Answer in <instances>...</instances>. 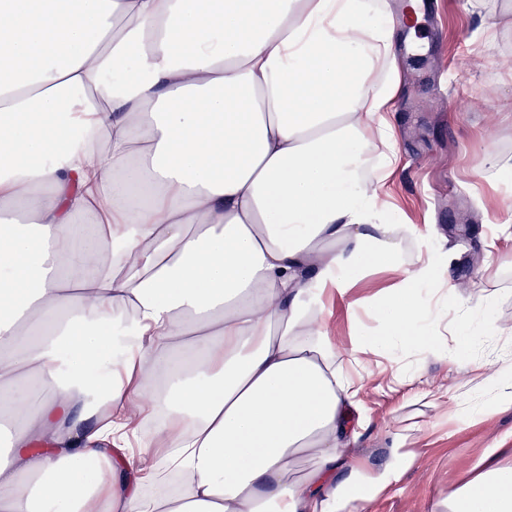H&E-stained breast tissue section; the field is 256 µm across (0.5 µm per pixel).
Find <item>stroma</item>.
I'll return each instance as SVG.
<instances>
[{
  "mask_svg": "<svg viewBox=\"0 0 512 512\" xmlns=\"http://www.w3.org/2000/svg\"><path fill=\"white\" fill-rule=\"evenodd\" d=\"M512 0H437L434 18H421L417 36L424 54H399L402 86L395 101L400 136L397 171L386 187L390 208L382 221L407 224L405 261L429 258L438 277L451 278L458 300L493 299L495 329H475L464 358L443 359L453 336L439 337V354L401 351L372 357L363 372L362 398L372 416L360 445L382 465L389 431L413 418L424 422L419 467L402 489L378 500L374 512H436L492 439L512 448V412L471 418L468 408L488 401L489 379L512 368V237L499 228L512 214V182L490 179L493 157H512ZM483 30L494 40H478ZM498 208H485L487 198ZM407 369L397 390L389 372Z\"/></svg>",
  "mask_w": 512,
  "mask_h": 512,
  "instance_id": "stroma-1",
  "label": "stroma"
}]
</instances>
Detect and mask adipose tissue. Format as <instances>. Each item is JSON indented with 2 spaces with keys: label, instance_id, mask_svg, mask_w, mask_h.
Masks as SVG:
<instances>
[{
  "label": "adipose tissue",
  "instance_id": "obj_1",
  "mask_svg": "<svg viewBox=\"0 0 512 512\" xmlns=\"http://www.w3.org/2000/svg\"><path fill=\"white\" fill-rule=\"evenodd\" d=\"M389 0H0V512H373L351 369L435 349L448 281L380 223ZM382 329L331 337L368 271ZM512 512L491 444L437 503ZM394 276L386 271H377L371 276L359 282L357 289L352 296L353 299L366 298L371 296L379 288H385L393 281ZM351 326L345 306L335 305L331 318V337L343 349L350 347Z\"/></svg>",
  "mask_w": 512,
  "mask_h": 512
}]
</instances>
